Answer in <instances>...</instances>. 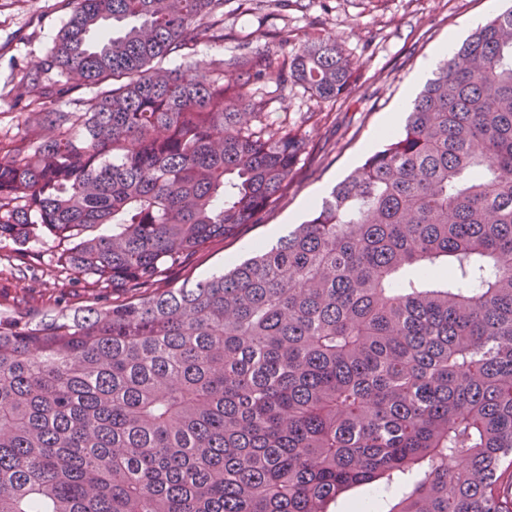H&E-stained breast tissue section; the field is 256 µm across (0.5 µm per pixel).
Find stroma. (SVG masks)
I'll list each match as a JSON object with an SVG mask.
<instances>
[{
  "mask_svg": "<svg viewBox=\"0 0 512 512\" xmlns=\"http://www.w3.org/2000/svg\"><path fill=\"white\" fill-rule=\"evenodd\" d=\"M506 6V0H308L301 9L286 0L272 11L258 0H226L223 42L202 38L194 48L193 60L202 68L242 45L278 50L279 31L293 42L318 32L347 50L357 82L342 98L321 101L269 77L265 90L281 100L289 121L303 123L308 138L286 197L263 223L240 225L167 269L162 285L192 283L222 270L254 242H274L308 220L313 204L379 149L382 125L400 100L417 97L422 85L414 75L422 63L445 43L460 44ZM72 10V0H0L1 138L27 132V78L40 72ZM61 249L51 236L24 247L0 243V313L35 318L124 301L111 287H87L57 267Z\"/></svg>",
  "mask_w": 512,
  "mask_h": 512,
  "instance_id": "stroma-1",
  "label": "stroma"
}]
</instances>
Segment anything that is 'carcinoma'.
Instances as JSON below:
<instances>
[{
  "instance_id": "1",
  "label": "carcinoma",
  "mask_w": 512,
  "mask_h": 512,
  "mask_svg": "<svg viewBox=\"0 0 512 512\" xmlns=\"http://www.w3.org/2000/svg\"><path fill=\"white\" fill-rule=\"evenodd\" d=\"M225 0H75L45 62L82 112L0 157V240L130 298L0 314V512H512V6L440 62L403 130L276 243L188 286L165 269L259 224L305 133L267 122L276 74L351 90L345 50H246L209 70ZM121 24L118 33L108 24Z\"/></svg>"
}]
</instances>
